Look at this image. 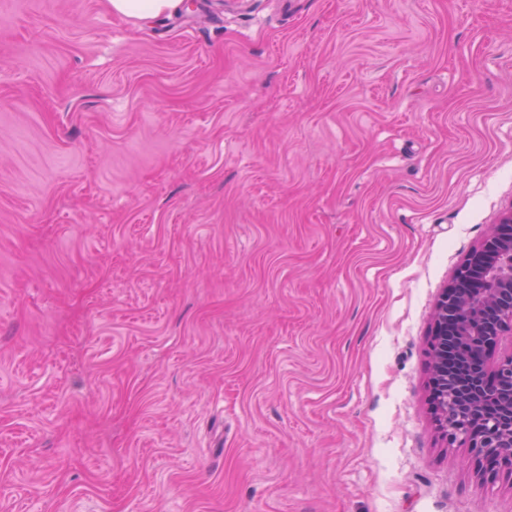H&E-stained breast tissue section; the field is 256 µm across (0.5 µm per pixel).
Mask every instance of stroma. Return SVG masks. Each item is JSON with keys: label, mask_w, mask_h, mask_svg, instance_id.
<instances>
[{"label": "stroma", "mask_w": 512, "mask_h": 512, "mask_svg": "<svg viewBox=\"0 0 512 512\" xmlns=\"http://www.w3.org/2000/svg\"><path fill=\"white\" fill-rule=\"evenodd\" d=\"M512 206V0H0V512H512L436 304ZM178 0H108L112 13L127 18H153L176 8Z\"/></svg>", "instance_id": "1"}]
</instances>
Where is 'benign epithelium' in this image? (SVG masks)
I'll use <instances>...</instances> for the list:
<instances>
[{
	"label": "benign epithelium",
	"mask_w": 512,
	"mask_h": 512,
	"mask_svg": "<svg viewBox=\"0 0 512 512\" xmlns=\"http://www.w3.org/2000/svg\"><path fill=\"white\" fill-rule=\"evenodd\" d=\"M497 254L494 269L476 287L468 285V268ZM457 309L455 329L448 330V307ZM468 341L472 351L448 366V340ZM512 339V207L503 211L490 236L459 266L437 303L432 340L431 398L438 429L448 443L471 448L480 479L512 482V351L495 355L505 338ZM494 391L499 410L472 425L483 397Z\"/></svg>",
	"instance_id": "7a95c632"
}]
</instances>
